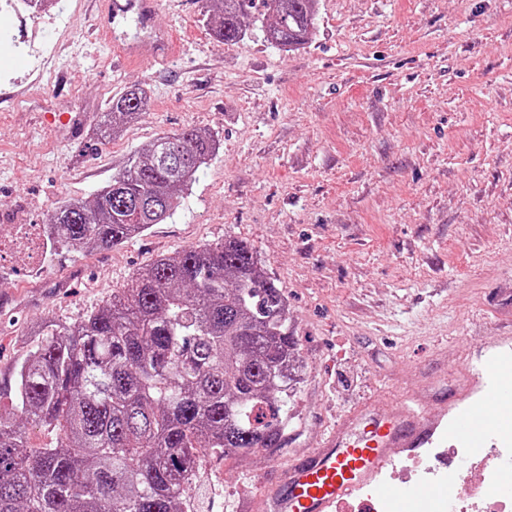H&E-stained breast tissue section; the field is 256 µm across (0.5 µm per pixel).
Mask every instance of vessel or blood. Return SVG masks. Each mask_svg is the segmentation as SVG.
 Instances as JSON below:
<instances>
[{
    "instance_id": "b4317fda",
    "label": "vessel or blood",
    "mask_w": 512,
    "mask_h": 512,
    "mask_svg": "<svg viewBox=\"0 0 512 512\" xmlns=\"http://www.w3.org/2000/svg\"><path fill=\"white\" fill-rule=\"evenodd\" d=\"M104 23L100 34L111 39L116 28L135 20L149 30L160 0H101ZM479 372L483 384L474 401L455 406L449 421L418 411L419 397L397 404L386 431H371L359 439L329 438L323 447L313 449L300 463L285 471L274 496L263 497L266 512H336L338 506L367 486H375L382 512H412L431 497L448 502L457 495L455 481L437 483L428 479L410 486H378L374 480L383 469L395 465L392 448L405 449L416 456L424 448H467L484 454L495 442L489 430L478 424V415L512 405V377L505 375L498 358L482 362Z\"/></svg>"
}]
</instances>
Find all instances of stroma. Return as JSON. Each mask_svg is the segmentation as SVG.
Listing matches in <instances>:
<instances>
[{
  "instance_id": "stroma-1",
  "label": "stroma",
  "mask_w": 512,
  "mask_h": 512,
  "mask_svg": "<svg viewBox=\"0 0 512 512\" xmlns=\"http://www.w3.org/2000/svg\"><path fill=\"white\" fill-rule=\"evenodd\" d=\"M93 0H61L8 32L0 56V370L30 321H79L157 256L232 237L288 301L307 369L281 447L201 455L187 512H247L333 431L362 436L400 398L440 413L512 340V0H319L309 41L258 26L217 41L202 0H161L164 67L115 69ZM23 57L24 66L14 64ZM143 83L149 110L120 138L98 127ZM84 113L83 126L47 115ZM218 152L179 208L107 252L23 250L15 224L90 199L134 151L187 127Z\"/></svg>"
}]
</instances>
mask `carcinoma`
<instances>
[{
  "mask_svg": "<svg viewBox=\"0 0 512 512\" xmlns=\"http://www.w3.org/2000/svg\"><path fill=\"white\" fill-rule=\"evenodd\" d=\"M318 0H205L222 42L307 43ZM133 84L101 135L146 111ZM217 148L199 128L131 154L91 201L70 199L47 230L58 252L111 251L170 218ZM36 344L0 378V512H185L200 453L281 446L300 354L288 303L252 249L228 238L157 257L76 323L32 321ZM59 433L44 448L26 428Z\"/></svg>",
  "mask_w": 512,
  "mask_h": 512,
  "instance_id": "carcinoma-1",
  "label": "carcinoma"
}]
</instances>
